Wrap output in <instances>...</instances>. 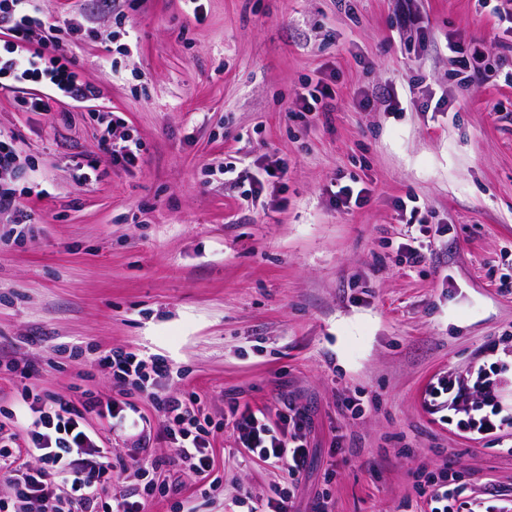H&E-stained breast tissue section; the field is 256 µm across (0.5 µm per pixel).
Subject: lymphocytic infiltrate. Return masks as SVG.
<instances>
[{
	"label": "lymphocytic infiltrate",
	"mask_w": 512,
	"mask_h": 512,
	"mask_svg": "<svg viewBox=\"0 0 512 512\" xmlns=\"http://www.w3.org/2000/svg\"><path fill=\"white\" fill-rule=\"evenodd\" d=\"M37 23L31 0H0V29L14 36L6 55L0 56V79L18 89L34 83L77 103L98 99L100 89L74 71L61 40L32 48L30 35ZM429 232L427 217L419 208H411L398 245L408 264L426 262ZM97 362L120 384L118 397L104 402L88 389L66 397L26 384L13 407L0 411L10 424L9 433L0 435V477L12 486L22 505H39L41 512H145L148 498L169 493L168 486L151 482L150 474L178 466L199 480L200 498L210 497L220 486L212 476L214 443L228 423L241 447L279 468L288 479H296L306 468L311 418L295 404L283 405L271 417L263 410L232 403L224 421L216 422L203 413L196 393L163 391V382L172 376L168 360L110 349ZM499 363L498 346L489 343L483 363L470 371L467 383L440 379L429 387V407L446 412L448 425L483 438L512 427V409L502 404ZM133 392L163 414L157 436L170 443L171 453L165 458H138V470L146 478L143 489L120 493L111 501L107 498L112 483L110 451L103 448L88 419L95 415L112 427L144 436L145 417L138 401L129 399Z\"/></svg>",
	"instance_id": "lymphocytic-infiltrate-1"
}]
</instances>
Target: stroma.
<instances>
[{
  "mask_svg": "<svg viewBox=\"0 0 512 512\" xmlns=\"http://www.w3.org/2000/svg\"><path fill=\"white\" fill-rule=\"evenodd\" d=\"M201 4L196 17L184 0L34 2L32 46L61 37L101 97L33 111L0 87V133L20 156L5 179L29 215L0 214V407L22 388L12 362H35L39 387L106 400L120 386L98 352L145 351L213 420L233 401L307 409L297 512L321 494L332 512H429L419 485L445 468L462 500L512 512V428L475 439L424 404L488 342L512 355V293L498 287L512 272V34L498 0H410L416 30L395 0ZM452 40L483 48L480 84L457 75ZM320 77L332 110L297 117L302 82ZM385 90L395 107L364 106ZM127 136L143 144L132 166L109 151ZM278 162L285 177L248 196ZM351 181L368 202L336 208ZM409 199L436 232L414 268L396 252ZM89 423L113 488L143 487L128 433ZM214 455L205 512H249L285 482L232 426Z\"/></svg>",
  "mask_w": 512,
  "mask_h": 512,
  "instance_id": "obj_1",
  "label": "stroma"
}]
</instances>
